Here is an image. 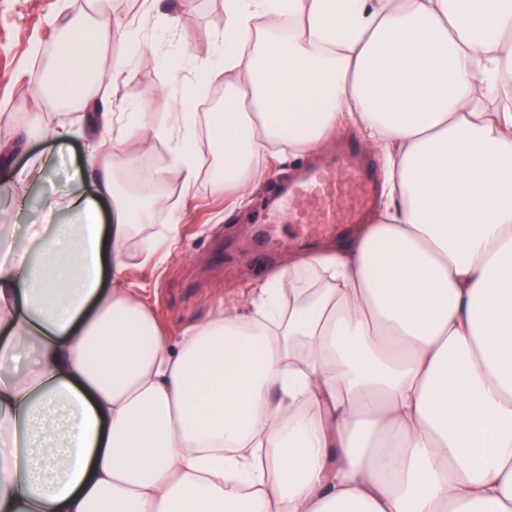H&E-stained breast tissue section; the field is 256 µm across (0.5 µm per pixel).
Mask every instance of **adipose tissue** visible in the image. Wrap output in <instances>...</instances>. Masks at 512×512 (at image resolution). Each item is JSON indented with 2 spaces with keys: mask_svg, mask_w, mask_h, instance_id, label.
Segmentation results:
<instances>
[{
  "mask_svg": "<svg viewBox=\"0 0 512 512\" xmlns=\"http://www.w3.org/2000/svg\"><path fill=\"white\" fill-rule=\"evenodd\" d=\"M224 55L184 50L223 109L193 102L136 188L100 140L82 218L40 242L0 229V512H512V0H225ZM121 19L60 22L33 97L93 104ZM214 190L248 194L272 145L342 129L384 159L386 204L346 242L289 259L249 305L169 335L126 287L160 189L187 204L200 119ZM0 114V185L11 165ZM113 205L103 225L99 201ZM33 351L35 363L20 368Z\"/></svg>",
  "mask_w": 512,
  "mask_h": 512,
  "instance_id": "adipose-tissue-1",
  "label": "adipose tissue"
}]
</instances>
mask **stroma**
<instances>
[{"instance_id":"stroma-1","label":"stroma","mask_w":512,"mask_h":512,"mask_svg":"<svg viewBox=\"0 0 512 512\" xmlns=\"http://www.w3.org/2000/svg\"><path fill=\"white\" fill-rule=\"evenodd\" d=\"M92 0H0V101L11 111L44 112L51 121L74 128L63 145L46 140L38 128L17 145L12 163L24 167L30 154L43 155L46 170L31 183L24 200H16L0 186V225L10 224L25 231L42 224V203L80 188L78 174L88 166L99 138V130L86 123L88 111L124 112L127 121L139 129L127 140L112 162L128 186H136L142 170L163 166L168 146L156 140L154 127L164 113L176 111L185 97L190 71L172 76L164 56L176 53L186 43L223 55L219 34L224 29V0H156L152 13H145L143 0H112L116 15L139 20L136 30L146 46L130 56L135 75L130 86L104 89L94 108L76 106L50 109L47 102L25 95L31 70L43 66L54 54L57 42L47 20L54 13L74 16ZM151 142L143 152V142ZM312 158L299 157L287 163L268 160V174L254 192L239 205L213 194L208 180H200L192 191V204L183 213L178 250L158 268H135L130 272L132 287L138 288L144 303L152 307L171 333L199 320L211 309L217 292L227 300L265 280L288 258L316 244H333L337 235L307 236L301 225L281 222V245L266 242L259 221L272 207L279 193Z\"/></svg>"}]
</instances>
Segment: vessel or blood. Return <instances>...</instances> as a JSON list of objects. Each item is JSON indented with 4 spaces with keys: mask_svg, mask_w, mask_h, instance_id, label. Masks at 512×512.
I'll list each match as a JSON object with an SVG mask.
<instances>
[{
    "mask_svg": "<svg viewBox=\"0 0 512 512\" xmlns=\"http://www.w3.org/2000/svg\"><path fill=\"white\" fill-rule=\"evenodd\" d=\"M375 193L371 163L340 157L303 171L286 190L281 214L292 224L310 222L316 230L334 231L360 223Z\"/></svg>",
    "mask_w": 512,
    "mask_h": 512,
    "instance_id": "obj_1",
    "label": "vessel or blood"
}]
</instances>
